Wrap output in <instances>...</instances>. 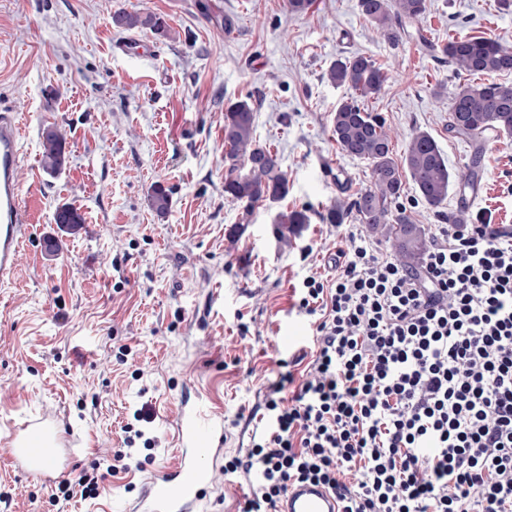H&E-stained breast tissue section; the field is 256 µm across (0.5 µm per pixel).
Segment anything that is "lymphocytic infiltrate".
<instances>
[{
	"label": "lymphocytic infiltrate",
	"instance_id": "obj_1",
	"mask_svg": "<svg viewBox=\"0 0 512 512\" xmlns=\"http://www.w3.org/2000/svg\"><path fill=\"white\" fill-rule=\"evenodd\" d=\"M298 303L318 350L302 383L271 384L267 431L224 466L257 479L243 512L309 481L338 512H512L511 229L436 225L414 270L348 233L333 280L306 276Z\"/></svg>",
	"mask_w": 512,
	"mask_h": 512
}]
</instances>
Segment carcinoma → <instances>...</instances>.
<instances>
[{"label": "carcinoma", "instance_id": "carcinoma-1", "mask_svg": "<svg viewBox=\"0 0 512 512\" xmlns=\"http://www.w3.org/2000/svg\"><path fill=\"white\" fill-rule=\"evenodd\" d=\"M358 10L392 45H399L405 30L420 21L428 10V0H358ZM112 25L122 31L149 30L167 37L170 29L163 18L152 13L116 11ZM431 51L448 61L457 75L483 76L512 74V49L486 37H453ZM327 80L346 86L354 95L334 109L332 133L341 151L368 162L371 186L351 200L334 201L323 214L328 224H342L351 215L361 223L393 239L407 264L420 259L427 237L406 209L398 206L411 181L419 198L435 210L448 200L453 182L472 183L476 170L453 177L435 139L416 129L402 156L395 157L393 136L385 122L361 104V99L381 93L386 74L369 56L340 58L326 71ZM254 104L236 101L224 115V195L251 212L260 202H278L288 194V178L277 153L259 144L255 137ZM448 132L480 145L488 133L512 136V83H465L448 102ZM42 163L45 171L57 173L66 162L65 141L58 130L42 135ZM54 222L73 231L83 222L78 208L58 207ZM309 223L304 209L278 211L272 218L279 239L297 233Z\"/></svg>", "mask_w": 512, "mask_h": 512}]
</instances>
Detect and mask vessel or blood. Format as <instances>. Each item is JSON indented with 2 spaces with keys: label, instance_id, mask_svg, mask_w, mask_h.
Instances as JSON below:
<instances>
[{
  "label": "vessel or blood",
  "instance_id": "obj_1",
  "mask_svg": "<svg viewBox=\"0 0 512 512\" xmlns=\"http://www.w3.org/2000/svg\"><path fill=\"white\" fill-rule=\"evenodd\" d=\"M20 124L11 112L0 113V281L15 271L25 231V210L17 179L21 153ZM178 457L162 466L153 484L140 500L142 512H193L201 488L212 479L208 459L223 437V419L203 400L183 405L176 416ZM43 428L27 431L24 447L15 449L13 459L32 479L51 483L56 471L52 449L46 448ZM276 512H337L329 490L314 483L289 486Z\"/></svg>",
  "mask_w": 512,
  "mask_h": 512
}]
</instances>
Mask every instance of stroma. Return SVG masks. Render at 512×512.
<instances>
[{
	"mask_svg": "<svg viewBox=\"0 0 512 512\" xmlns=\"http://www.w3.org/2000/svg\"><path fill=\"white\" fill-rule=\"evenodd\" d=\"M118 10L160 15L172 35L144 31L152 54L121 52ZM420 29L392 46L358 0H312L304 15L288 0H0V110L22 125L31 219L17 273L0 285V512H134L156 470L176 459L175 417L189 387L224 419L197 512H240L250 487L224 465L266 431L255 410L278 360L317 348L299 283L334 277L352 230L399 256L355 218H320L342 192L371 185L367 162L342 154L332 136V112L350 95L324 77L336 59L364 54L385 71L384 91L364 105L395 132L396 154L413 130L429 132L452 174L474 163L488 184L471 223L512 226V137L472 159L470 143L448 132V99L463 80L418 43L468 35L512 47V9L429 0ZM243 99L256 103V138L288 175L287 196L248 216L224 195V108ZM49 125L66 141L55 174L41 162ZM158 185L170 196L163 215L150 200ZM63 204L84 217L76 233L53 220ZM293 208L311 221L280 241L271 219ZM287 325L303 340L282 348ZM139 410L147 422L136 423ZM42 419L70 453L69 479L112 464L128 425L153 446L137 447L100 495L66 498L11 462L20 428Z\"/></svg>",
	"mask_w": 512,
	"mask_h": 512,
	"instance_id": "35a3bbf8",
	"label": "stroma"
}]
</instances>
